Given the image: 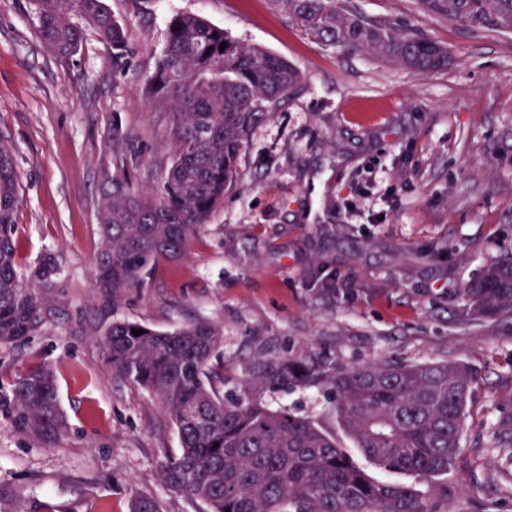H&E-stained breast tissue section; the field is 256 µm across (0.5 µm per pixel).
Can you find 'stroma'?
<instances>
[{
  "label": "stroma",
  "mask_w": 512,
  "mask_h": 512,
  "mask_svg": "<svg viewBox=\"0 0 512 512\" xmlns=\"http://www.w3.org/2000/svg\"><path fill=\"white\" fill-rule=\"evenodd\" d=\"M369 21L424 35L447 68L419 73L313 42L270 0H105L129 53L87 35L61 59L34 35L29 0H0V139L12 143L23 204L16 259L60 263L42 328L0 346V512H203L161 480L179 452L170 416L107 363L105 329L219 327L221 394L256 359L464 361L475 370L448 512H512V318L458 323L463 290L512 255V33L473 29L421 0H340ZM195 13L238 43L297 68L301 90L251 130L234 187L186 258L150 265L117 303L97 288L105 182L155 186L173 158L172 118L143 94L170 20ZM124 142L114 159L112 140ZM52 369L64 424L22 425L10 403L29 368ZM264 403L316 420L328 390L279 389Z\"/></svg>",
  "instance_id": "35a3bbf8"
}]
</instances>
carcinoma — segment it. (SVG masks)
Masks as SVG:
<instances>
[{
    "label": "carcinoma",
    "instance_id": "1",
    "mask_svg": "<svg viewBox=\"0 0 512 512\" xmlns=\"http://www.w3.org/2000/svg\"><path fill=\"white\" fill-rule=\"evenodd\" d=\"M315 40L363 51L420 72L448 66L437 43L391 24L369 23L336 0H272ZM426 7L474 29L512 31V0H423ZM34 29L54 55L82 47L86 22L112 49V65L128 53L124 24L105 0H31ZM226 44L219 50L220 44ZM301 83L282 58L231 39L197 14L172 18L167 45L147 84L149 98L170 112L174 158L146 193L112 177L98 212L97 285L117 301L140 284L160 258L179 259L199 227L210 222L233 186L238 159L253 126L278 111ZM12 145L0 140V345L39 331L48 291L59 267L41 260L28 275L16 263L15 215L22 203ZM458 320L468 326L512 316V258L487 265L463 289ZM144 330L135 335L132 330ZM223 341L219 328L195 323L157 331L114 322L104 332L107 359L151 391L172 419L180 453L162 467L166 488L207 512H443L448 487L434 483L456 465L474 369L463 361H382L357 366L312 359L269 358L233 398L211 383V358ZM325 387L334 426L273 411L262 393L282 387ZM18 418L35 428L63 423L54 374L28 370L12 388ZM359 449L374 468L412 476L433 487L431 500L413 485L371 477L348 453ZM130 512H160L136 495Z\"/></svg>",
    "mask_w": 512,
    "mask_h": 512
}]
</instances>
